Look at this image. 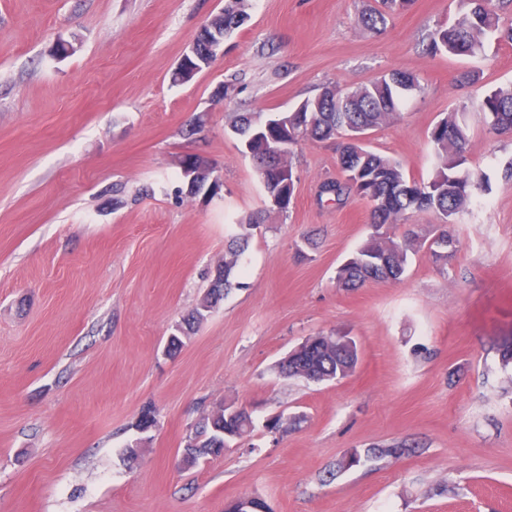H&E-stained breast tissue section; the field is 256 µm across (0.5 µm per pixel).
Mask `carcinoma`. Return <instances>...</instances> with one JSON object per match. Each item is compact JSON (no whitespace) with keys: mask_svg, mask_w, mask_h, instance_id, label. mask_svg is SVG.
Wrapping results in <instances>:
<instances>
[{"mask_svg":"<svg viewBox=\"0 0 512 512\" xmlns=\"http://www.w3.org/2000/svg\"><path fill=\"white\" fill-rule=\"evenodd\" d=\"M411 0H379V7L362 15L360 24L370 33L383 28L389 17L406 10ZM458 12L454 19L436 28L429 36V44L436 54L466 50L476 56L483 52L485 43L494 38L512 42V23H504V14L512 0H457ZM249 0H224V34L232 36L248 16ZM406 74L393 71L352 90H336L339 97H314L308 100L313 112L295 136L283 140L279 112L236 114L231 131L244 137L254 127L260 135L249 145L251 161L260 181H270L280 166L293 171L295 149L306 143L330 141L341 134L347 122L369 132L393 122L399 116L404 98L409 94ZM487 129L493 135L512 132V86L499 87L488 94L479 106ZM467 107L456 109L444 117L432 130L436 164L428 181H409L402 165L364 147L342 142L338 145L342 176L321 184L320 195L338 203L356 194L370 206L371 234L354 252L350 261L338 272V281L345 288H359L369 281L401 279L408 253L415 250L416 238L410 234L399 236L396 230L407 213L429 209L444 220H455L467 210L477 192L485 190L490 181L488 173H474L463 168L466 158L463 144L466 140ZM260 217L237 219L233 225L239 232L231 236L224 250V277L213 278L204 300L218 305L233 288L234 270L248 246L250 231L259 227ZM208 316L195 308L183 317L178 326L180 335L173 336L167 347L174 354L182 344L181 336L189 334ZM358 356L342 343L340 336H318L310 352L295 361L284 359L281 371L290 377L316 382L346 377L356 367ZM236 406H224V414H208L195 425L199 448L182 457L186 469L194 468L201 458L219 456L228 443L241 439L253 428V419L243 414L230 416Z\"/></svg>","mask_w":512,"mask_h":512,"instance_id":"cac0c4a2","label":"carcinoma"}]
</instances>
